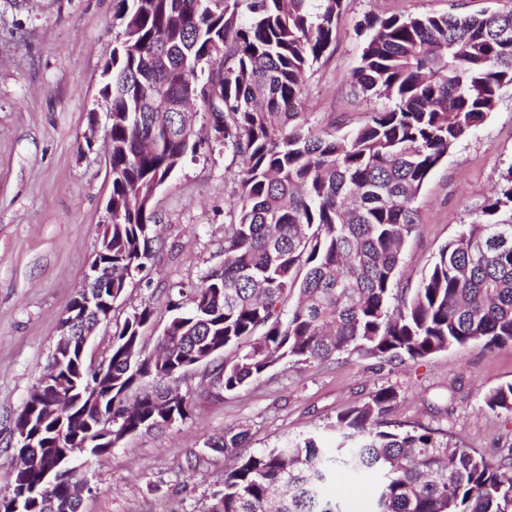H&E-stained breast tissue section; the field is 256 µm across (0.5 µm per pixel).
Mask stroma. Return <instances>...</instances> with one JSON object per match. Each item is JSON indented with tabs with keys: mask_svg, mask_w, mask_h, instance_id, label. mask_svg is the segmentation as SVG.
<instances>
[{
	"mask_svg": "<svg viewBox=\"0 0 512 512\" xmlns=\"http://www.w3.org/2000/svg\"><path fill=\"white\" fill-rule=\"evenodd\" d=\"M511 8L512 0H345L335 42L305 73L301 110L309 126L349 130L384 108L385 98H363L351 84L365 47L355 28L365 16ZM119 30L118 0H0V495L17 454L14 421L52 359L59 320L98 248L111 182L105 133L91 130L90 116ZM511 164L512 86L431 172L416 201L419 228L402 249L399 287L416 285ZM241 167L231 153L206 150L187 156L159 188L163 247L115 303L111 323L86 349L87 364L107 362L117 325L142 305L155 311L149 335H159L171 291L198 286L222 263L225 202ZM208 372L200 366L178 382L194 404L189 418L126 436L104 454L79 453L91 487L81 512H205L229 464L208 449L210 439L243 428L253 452L305 435L331 446L337 415L388 386L397 392L391 423L430 428L490 460L512 444V418L484 404L485 394L512 383L510 343L454 346L401 364L356 352L283 362L217 396Z\"/></svg>",
	"mask_w": 512,
	"mask_h": 512,
	"instance_id": "1",
	"label": "stroma"
}]
</instances>
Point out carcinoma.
I'll use <instances>...</instances> for the list:
<instances>
[{"mask_svg": "<svg viewBox=\"0 0 512 512\" xmlns=\"http://www.w3.org/2000/svg\"><path fill=\"white\" fill-rule=\"evenodd\" d=\"M344 0H120L101 89L112 112V222L99 240L101 270L123 294L131 270L162 248L153 206L160 185L205 145L244 160L229 202L224 261L189 295L169 299L143 349L146 304L112 336V372L56 362L67 387L112 395V442L185 420L192 401L169 386L180 365L211 349H237L214 369L219 389H244L281 363L329 361L359 351L385 362L423 359L451 346L512 343V165L491 195L440 248L413 288H395L403 243L419 224L415 201L449 151L493 112L512 85V9L472 15L367 16V46L352 71L357 91L391 105L361 127L317 133L295 122L302 76L336 41ZM208 68L206 79L194 81ZM208 114L201 137L178 106ZM297 304L287 310L292 295ZM90 320L109 292H90ZM391 388L336 417V447L308 435L247 451L248 433L226 429L207 447L232 458L208 512H342L323 495L336 472L382 476L376 512H512V445L494 462L425 428H392ZM65 431L82 437L93 414L54 400ZM512 416V383L484 397ZM54 449L33 451L14 476L3 512H80L61 475L37 485Z\"/></svg>", "mask_w": 512, "mask_h": 512, "instance_id": "1", "label": "carcinoma"}]
</instances>
